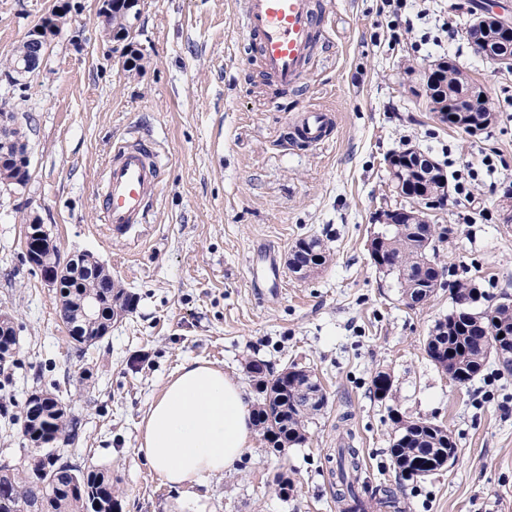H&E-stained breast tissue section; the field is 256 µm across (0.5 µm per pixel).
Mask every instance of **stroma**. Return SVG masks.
Returning <instances> with one entry per match:
<instances>
[{
    "label": "stroma",
    "instance_id": "obj_1",
    "mask_svg": "<svg viewBox=\"0 0 512 512\" xmlns=\"http://www.w3.org/2000/svg\"><path fill=\"white\" fill-rule=\"evenodd\" d=\"M316 0L331 27L299 88L260 85L238 0H141L129 68L104 36L101 0H71L47 66L9 80L16 46L58 0H0V103L28 115L30 180L0 187V309L15 318L20 367L0 371V405L19 413L27 394L57 383L82 421L63 455L110 471L123 512H172L175 490L136 453L141 418L167 378L202 360L250 383L249 362L313 370L327 403L305 443L275 451L255 436L236 468L202 488L205 512H338L328 456L359 448L366 493L396 489L403 512H512V373L489 362L467 386L430 361L424 343L452 309L441 288L408 308L395 274L368 244L382 211L409 206L391 186L388 159L408 147L448 177L445 207L427 220L450 228L438 245L455 278L479 285L477 308L512 294V224L500 200L512 187V69L474 51L466 28L484 10L512 17V0ZM447 60L481 85L495 123L472 136L441 123L419 88ZM337 115L325 145L288 149L291 115ZM140 135L163 158L158 197L136 234L110 235L95 186L112 147ZM464 185L457 193L456 185ZM37 217L61 259L98 257L138 296L130 315L85 358L66 337L54 290L25 258ZM316 237L331 255L300 280L290 249ZM273 251L276 291L251 282V258ZM390 374L385 399L372 391ZM443 425L455 458L424 478L396 474L399 421ZM291 488L279 491L278 477Z\"/></svg>",
    "mask_w": 512,
    "mask_h": 512
}]
</instances>
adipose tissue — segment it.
Masks as SVG:
<instances>
[{
	"label": "adipose tissue",
	"instance_id": "1",
	"mask_svg": "<svg viewBox=\"0 0 512 512\" xmlns=\"http://www.w3.org/2000/svg\"><path fill=\"white\" fill-rule=\"evenodd\" d=\"M251 402L240 380L204 361L170 376L139 424L137 451L178 492V505H198V488L253 448Z\"/></svg>",
	"mask_w": 512,
	"mask_h": 512
}]
</instances>
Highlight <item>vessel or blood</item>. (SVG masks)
<instances>
[{
  "label": "vessel or blood",
  "mask_w": 512,
  "mask_h": 512,
  "mask_svg": "<svg viewBox=\"0 0 512 512\" xmlns=\"http://www.w3.org/2000/svg\"><path fill=\"white\" fill-rule=\"evenodd\" d=\"M241 11L266 86L281 92L297 88L326 34L314 0H243ZM335 125L333 111L308 107L290 119V138L318 148L329 141ZM161 170L150 139L134 137L113 147L98 193L110 231L126 234L145 223L159 193Z\"/></svg>",
  "instance_id": "b4317fda"
}]
</instances>
